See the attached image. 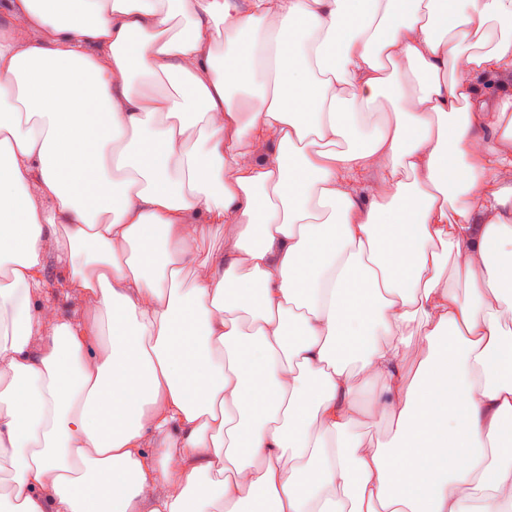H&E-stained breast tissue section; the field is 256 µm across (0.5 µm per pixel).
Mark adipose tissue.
I'll return each mask as SVG.
<instances>
[{"label":"adipose tissue","instance_id":"obj_1","mask_svg":"<svg viewBox=\"0 0 512 512\" xmlns=\"http://www.w3.org/2000/svg\"><path fill=\"white\" fill-rule=\"evenodd\" d=\"M438 2L5 0L8 512H512V0Z\"/></svg>","mask_w":512,"mask_h":512}]
</instances>
